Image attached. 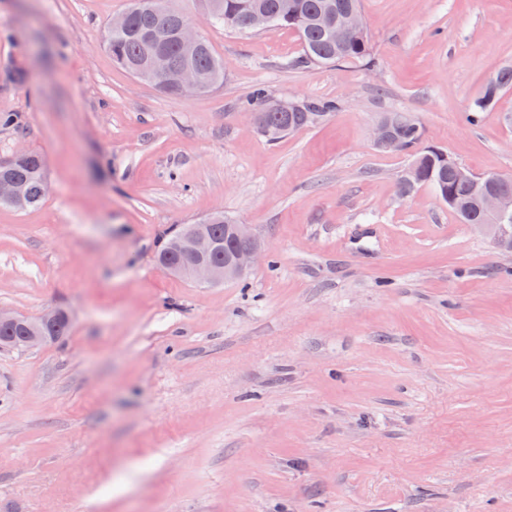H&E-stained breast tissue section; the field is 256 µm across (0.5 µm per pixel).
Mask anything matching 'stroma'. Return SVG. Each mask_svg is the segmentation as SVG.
Instances as JSON below:
<instances>
[{
	"label": "stroma",
	"instance_id": "35a3bbf8",
	"mask_svg": "<svg viewBox=\"0 0 512 512\" xmlns=\"http://www.w3.org/2000/svg\"><path fill=\"white\" fill-rule=\"evenodd\" d=\"M129 0H0V156L45 159L0 208V308L62 307L0 349V512H512V258L372 127L409 112L472 173L512 175V0H361L369 62L297 67L295 31L210 30L224 85L168 95L113 63ZM336 102L268 142L246 104ZM222 211L267 258L200 285L156 263ZM512 89V64L501 66L487 80L482 92L476 96L470 103L468 112L470 120L476 121L479 114L492 108L501 92ZM391 115L383 116L373 129V145L384 151H400L397 140L391 130ZM25 155L26 150L20 148L8 156H0V174L2 171L8 170L15 160ZM7 175L14 180L2 179L0 177V206H7L22 211L35 207L43 201L45 167L42 157L39 154L33 152L27 155L22 160L15 163L7 171ZM22 182H24L28 188L29 200L25 206H16L7 200L18 203L24 202L25 198L28 196V191L25 184Z\"/></svg>",
	"mask_w": 512,
	"mask_h": 512
}]
</instances>
